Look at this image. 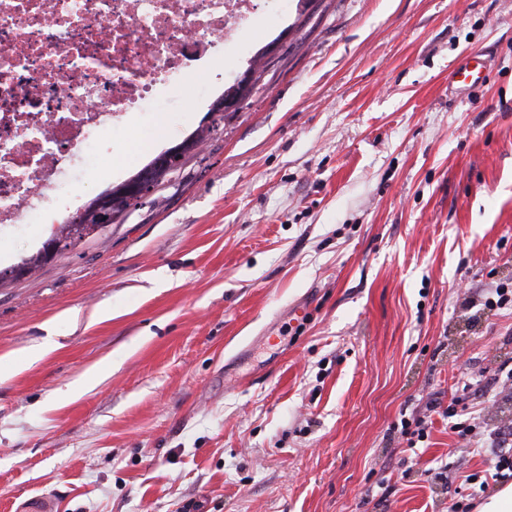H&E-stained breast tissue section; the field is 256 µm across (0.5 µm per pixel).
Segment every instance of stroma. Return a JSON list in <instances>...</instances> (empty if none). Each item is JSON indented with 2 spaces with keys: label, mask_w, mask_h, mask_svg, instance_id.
Segmentation results:
<instances>
[{
  "label": "stroma",
  "mask_w": 512,
  "mask_h": 512,
  "mask_svg": "<svg viewBox=\"0 0 512 512\" xmlns=\"http://www.w3.org/2000/svg\"><path fill=\"white\" fill-rule=\"evenodd\" d=\"M273 5L112 137L90 201L207 113L260 47L274 76L122 218L0 287V512H456L512 368V0ZM483 52L465 93L452 67ZM47 353L27 362L29 348ZM430 414L408 448L395 426ZM477 475L468 483L466 475ZM483 306L488 310L512 309V286L507 284H498L495 288L489 290L483 295Z\"/></svg>",
  "instance_id": "stroma-1"
}]
</instances>
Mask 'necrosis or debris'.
Instances as JSON below:
<instances>
[{
  "mask_svg": "<svg viewBox=\"0 0 512 512\" xmlns=\"http://www.w3.org/2000/svg\"><path fill=\"white\" fill-rule=\"evenodd\" d=\"M256 0H0V247L38 226L44 192L72 204L119 120L186 92Z\"/></svg>",
  "mask_w": 512,
  "mask_h": 512,
  "instance_id": "necrosis-or-debris-1",
  "label": "necrosis or debris"
}]
</instances>
